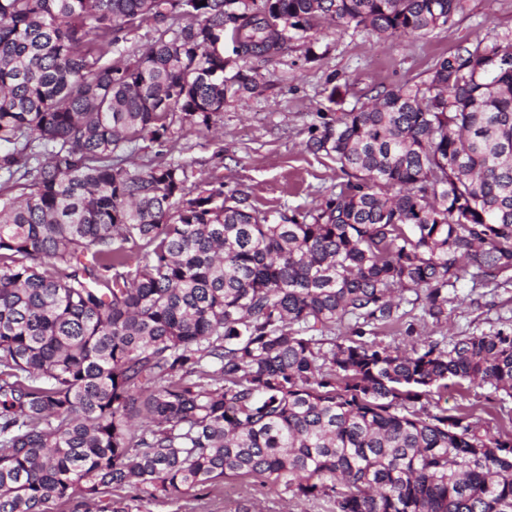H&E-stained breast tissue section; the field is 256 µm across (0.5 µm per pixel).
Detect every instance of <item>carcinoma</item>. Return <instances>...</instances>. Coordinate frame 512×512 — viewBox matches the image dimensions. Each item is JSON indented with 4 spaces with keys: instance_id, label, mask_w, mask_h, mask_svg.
Wrapping results in <instances>:
<instances>
[{
    "instance_id": "obj_1",
    "label": "carcinoma",
    "mask_w": 512,
    "mask_h": 512,
    "mask_svg": "<svg viewBox=\"0 0 512 512\" xmlns=\"http://www.w3.org/2000/svg\"><path fill=\"white\" fill-rule=\"evenodd\" d=\"M467 7L0 0V512L228 478L331 512H512V432L440 405L464 382L512 398V326L414 335L459 281L512 282V31L317 113L304 150L344 180L310 210L126 166L253 89L224 77L226 31L248 58L319 18L386 42ZM160 26V23L152 19L144 22L139 30L128 37V42L122 44L120 52L126 55L135 50H141L145 48L154 36L156 29Z\"/></svg>"
}]
</instances>
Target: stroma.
Listing matches in <instances>:
<instances>
[{
	"instance_id": "stroma-1",
	"label": "stroma",
	"mask_w": 512,
	"mask_h": 512,
	"mask_svg": "<svg viewBox=\"0 0 512 512\" xmlns=\"http://www.w3.org/2000/svg\"><path fill=\"white\" fill-rule=\"evenodd\" d=\"M493 26L512 30V0H469L467 12L452 26L426 38L383 43L361 29L321 24L307 42L293 41L280 53L243 60L255 77V90L226 98L211 127L179 137L167 159L186 165L193 181L220 179L228 189L248 187L260 208H312L321 191L341 180L335 164L300 148L317 113L349 111L376 89L417 78L434 59ZM456 292L465 302L449 311L447 324L420 320L418 331L435 337L481 335L512 319V284L475 289L466 279ZM448 405L474 406L481 428L491 433L512 423V399H488L480 388H449ZM229 505L248 512H330L322 500L286 503L273 488L256 491L233 480L193 497L144 499L139 512H225Z\"/></svg>"
}]
</instances>
